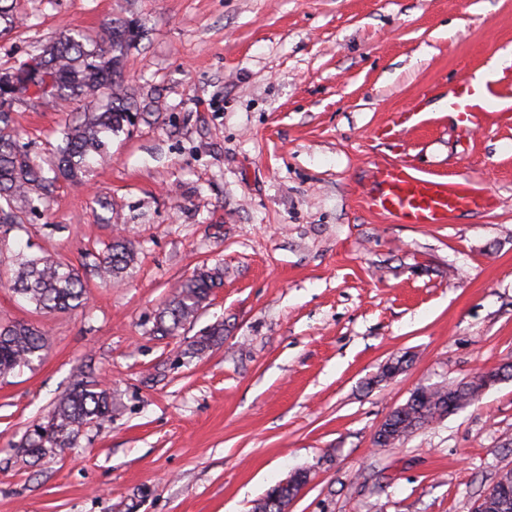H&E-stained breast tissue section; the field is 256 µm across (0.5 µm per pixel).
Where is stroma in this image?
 I'll list each match as a JSON object with an SVG mask.
<instances>
[{"instance_id": "35a3bbf8", "label": "stroma", "mask_w": 512, "mask_h": 512, "mask_svg": "<svg viewBox=\"0 0 512 512\" xmlns=\"http://www.w3.org/2000/svg\"><path fill=\"white\" fill-rule=\"evenodd\" d=\"M0 74L60 31L112 19L132 122L106 162L0 224V324L45 327L42 359L0 378V512H253L291 472L288 512H472L512 468V380L396 445L373 433L420 385L512 360V110L463 125L449 87L512 46V0H0ZM37 161L68 109L14 103ZM386 158L464 176L488 208L398 224L366 208ZM121 221L106 224L99 198ZM137 261L42 314L12 289L19 255L81 265L113 237ZM224 283L190 326L153 334L199 266ZM224 339L189 346L215 324ZM410 354L396 378L383 364ZM113 412L71 448L30 444L85 372Z\"/></svg>"}]
</instances>
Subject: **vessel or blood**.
<instances>
[{
    "label": "vessel or blood",
    "instance_id": "1",
    "mask_svg": "<svg viewBox=\"0 0 512 512\" xmlns=\"http://www.w3.org/2000/svg\"><path fill=\"white\" fill-rule=\"evenodd\" d=\"M512 99V66L491 67L484 81L464 80L449 88L448 108L461 120L488 111ZM488 195L478 192L466 178L420 173L404 162L384 160L372 165L369 209L401 224H444L449 217L485 208Z\"/></svg>",
    "mask_w": 512,
    "mask_h": 512
}]
</instances>
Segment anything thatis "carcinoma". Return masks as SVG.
I'll use <instances>...</instances> for the list:
<instances>
[{
    "label": "carcinoma",
    "instance_id": "carcinoma-1",
    "mask_svg": "<svg viewBox=\"0 0 512 512\" xmlns=\"http://www.w3.org/2000/svg\"><path fill=\"white\" fill-rule=\"evenodd\" d=\"M141 38L140 26L132 20H114L101 33L88 38L70 32L40 48L33 59L36 80L49 86L40 102L70 104L105 95L109 104L101 112H77L62 130L64 146L51 162L54 177L35 163L19 145L10 107L0 103V224H18L21 217L15 203L46 199L58 178L75 181L84 173L90 159L108 153L106 134L115 133L130 123L131 110L122 86L124 57ZM132 243L119 236L101 254L82 268L109 280L122 279L136 260ZM80 268V269H82ZM80 269L51 256L19 259L13 289L35 310L43 313L73 310L87 300ZM223 284V272L202 266L181 281L158 311L153 333L175 336L193 322L209 305L213 290ZM224 337V326H215L191 344L201 354ZM48 347L46 331L34 324L13 323L0 326V376L31 364ZM448 385H439L424 403L411 406L419 414L420 427L441 418ZM112 411L110 389L95 380H79L52 411L47 426L35 432L30 447L68 448L80 430L104 419ZM288 487L273 486L257 501L254 512H287ZM472 512H512V496L507 501L487 496Z\"/></svg>",
    "mask_w": 512,
    "mask_h": 512
}]
</instances>
